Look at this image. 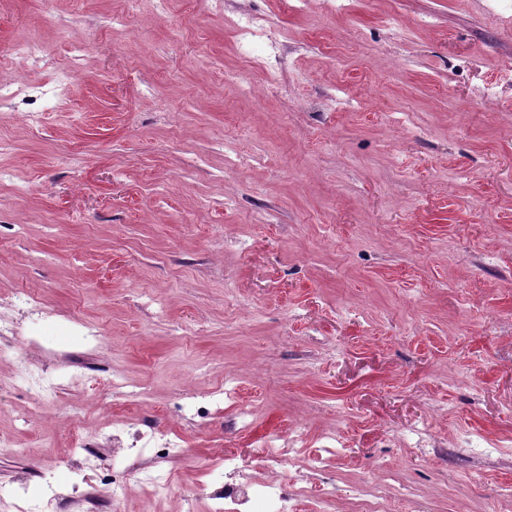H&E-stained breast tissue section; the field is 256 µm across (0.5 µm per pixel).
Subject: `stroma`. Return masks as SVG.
I'll return each mask as SVG.
<instances>
[{
	"label": "stroma",
	"instance_id": "stroma-1",
	"mask_svg": "<svg viewBox=\"0 0 512 512\" xmlns=\"http://www.w3.org/2000/svg\"><path fill=\"white\" fill-rule=\"evenodd\" d=\"M288 2L257 0L290 45L273 89L208 0H137L122 24L124 0H0V80L47 77L13 41L61 66L84 49L66 115L34 130L0 106V296L32 290L50 313L15 310L16 342L150 392L67 384L35 408L0 360V491L35 498L48 475L75 501L123 474L108 441L87 468L73 406L87 428L133 417L188 450L165 464L167 496L132 482L122 512H210L220 449L251 466L297 427L313 448L345 438L327 466L341 512L362 485L388 512H512V85L477 95L512 66V23L489 0ZM72 315L102 349H82ZM228 377L248 432L228 410L177 417L183 391ZM423 425L428 448L400 443ZM475 432L499 452L458 454Z\"/></svg>",
	"mask_w": 512,
	"mask_h": 512
}]
</instances>
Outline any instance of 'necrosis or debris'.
<instances>
[{
  "label": "necrosis or debris",
  "instance_id": "4bbe7bcc",
  "mask_svg": "<svg viewBox=\"0 0 512 512\" xmlns=\"http://www.w3.org/2000/svg\"><path fill=\"white\" fill-rule=\"evenodd\" d=\"M213 8L227 12V20L236 35L239 55L249 68L263 70L270 83H283L281 59L288 50L286 37L272 28L251 0H210ZM14 61L33 63L49 70V77L42 83L30 85L24 82H0V104L14 108L30 127L42 125L46 113L65 111L81 70V52H74L68 66L55 65L52 54L42 43L20 40L13 44ZM28 376L26 393L33 404L39 405L56 399L63 383L94 385L92 375L73 370L59 380L35 369L33 362L19 358ZM234 409V426L241 431L251 426V412L241 405L240 387L234 379H226L223 386L199 396L185 392L178 406L179 416L186 421L204 419L222 409ZM112 439L114 453L126 457L127 468L140 473L144 484L151 487L154 495L164 496L170 482L164 474V458L182 452L179 438L153 429H145L138 420L124 419L113 422ZM342 439L333 434L323 435L320 447L308 448L301 431H293L286 441H268L258 449L262 462L274 468L301 467L309 477L296 494H289L279 483L258 479L250 473L232 450H224L220 456L224 471V495L215 501L214 512H339L336 484L322 476L321 470L329 458L340 457Z\"/></svg>",
  "mask_w": 512,
  "mask_h": 512
}]
</instances>
